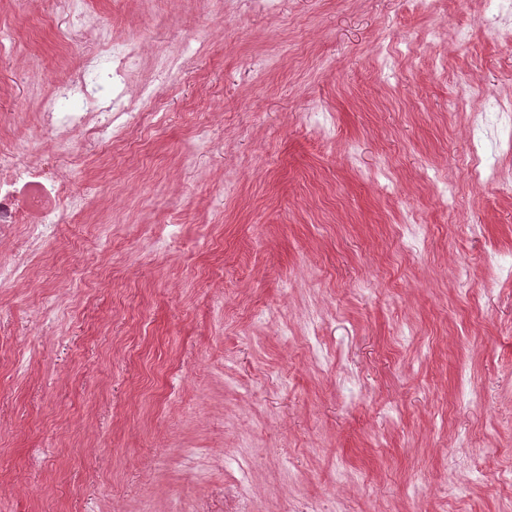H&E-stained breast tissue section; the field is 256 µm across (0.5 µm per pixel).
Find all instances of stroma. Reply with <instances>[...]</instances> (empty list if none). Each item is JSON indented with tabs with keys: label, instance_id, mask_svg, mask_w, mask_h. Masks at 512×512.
Segmentation results:
<instances>
[{
	"label": "stroma",
	"instance_id": "35a3bbf8",
	"mask_svg": "<svg viewBox=\"0 0 512 512\" xmlns=\"http://www.w3.org/2000/svg\"><path fill=\"white\" fill-rule=\"evenodd\" d=\"M497 6L89 0L145 52L201 43L114 165L40 125L86 45L0 0V113L84 200L0 288V512H232L240 480L252 512H512ZM477 137L499 182L468 177Z\"/></svg>",
	"mask_w": 512,
	"mask_h": 512
}]
</instances>
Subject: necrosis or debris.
Instances as JSON below:
<instances>
[{"mask_svg": "<svg viewBox=\"0 0 512 512\" xmlns=\"http://www.w3.org/2000/svg\"><path fill=\"white\" fill-rule=\"evenodd\" d=\"M59 7L70 20L68 35L80 37L90 52L70 79L55 83L43 98V126L66 152L78 130L88 132L113 152L132 150L135 131L159 100L153 79L129 81L130 73L142 65L140 43H115L108 26L89 13L87 0H59ZM75 100L81 101V110L65 111V104ZM82 206L73 178L56 161L35 157L26 134L1 144L0 240L19 227L27 247L11 260L0 261V286L24 277L44 236L70 223Z\"/></svg>", "mask_w": 512, "mask_h": 512, "instance_id": "necrosis-or-debris-1", "label": "necrosis or debris"}]
</instances>
